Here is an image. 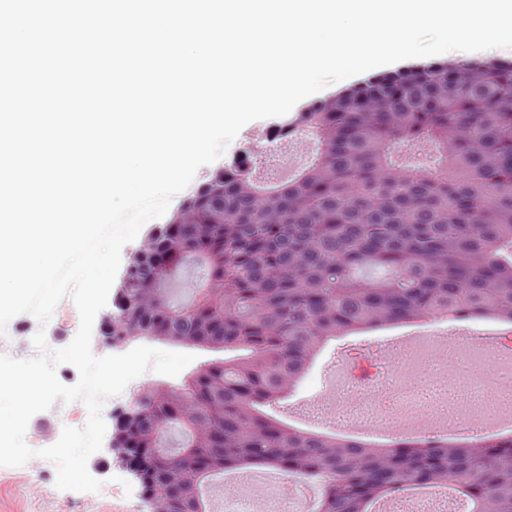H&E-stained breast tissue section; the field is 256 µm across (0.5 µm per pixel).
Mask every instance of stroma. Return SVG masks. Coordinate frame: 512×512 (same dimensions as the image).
I'll return each instance as SVG.
<instances>
[{
    "label": "stroma",
    "instance_id": "obj_1",
    "mask_svg": "<svg viewBox=\"0 0 512 512\" xmlns=\"http://www.w3.org/2000/svg\"><path fill=\"white\" fill-rule=\"evenodd\" d=\"M54 330V322L43 323L31 314H19L9 322L6 334L0 336V354L15 359L36 356L31 341L40 331L46 334L48 348L56 349L59 339ZM380 346L376 332L330 342L291 398L290 412L299 418L309 417L320 400L328 369L339 366L349 349L363 352ZM87 467L101 482L98 491L59 490L55 465L39 457L21 467H0V512H150L137 479L122 466L110 443H103L101 450L89 458Z\"/></svg>",
    "mask_w": 512,
    "mask_h": 512
}]
</instances>
